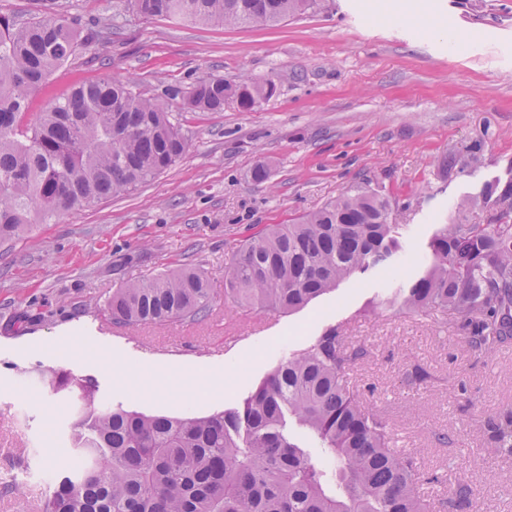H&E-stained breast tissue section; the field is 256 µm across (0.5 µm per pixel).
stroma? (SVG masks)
Returning a JSON list of instances; mask_svg holds the SVG:
<instances>
[{"label": "stroma", "mask_w": 512, "mask_h": 512, "mask_svg": "<svg viewBox=\"0 0 512 512\" xmlns=\"http://www.w3.org/2000/svg\"><path fill=\"white\" fill-rule=\"evenodd\" d=\"M126 0H69L83 22L108 23L103 43L82 45L30 98L27 121L86 82L121 79L153 95L222 77L272 81L250 110L195 112L174 104L189 143L170 169L135 189L34 224L0 243V512H42L52 494L48 428L70 406L36 380L89 373L104 403L150 414L205 415L239 404L289 354L330 324L350 321L366 356L350 371L363 401L430 473L470 485L473 512H512V459L489 453L486 411L512 408V348L473 351L447 316L388 305L422 272L455 206L512 179V0H324L274 27L145 19ZM478 164L446 175L451 156ZM265 166L264 181L253 178ZM366 184L392 204L403 253L343 280L290 313L247 310L224 294L240 241L268 224L311 213ZM185 266L212 285L195 322L198 350L172 360L153 341L165 328L101 335L89 317L124 284ZM233 350L210 353L226 331ZM111 352L151 388L123 384L90 351ZM430 373L406 385L412 365ZM449 437L437 442V434Z\"/></svg>", "instance_id": "1"}]
</instances>
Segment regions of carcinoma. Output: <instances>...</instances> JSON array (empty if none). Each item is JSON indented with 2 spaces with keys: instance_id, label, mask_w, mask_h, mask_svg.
Returning <instances> with one entry per match:
<instances>
[{
  "instance_id": "obj_1",
  "label": "carcinoma",
  "mask_w": 512,
  "mask_h": 512,
  "mask_svg": "<svg viewBox=\"0 0 512 512\" xmlns=\"http://www.w3.org/2000/svg\"><path fill=\"white\" fill-rule=\"evenodd\" d=\"M19 20L0 12V242L30 230L35 211L51 224L71 210L149 182L188 144L169 104L219 112L249 110L274 90L211 77L190 89L145 96L121 81L84 83L24 122L31 93L74 55L78 43L109 38L107 25L83 36L65 7ZM148 18L218 25H273L318 0H130ZM484 203L512 211V178L492 184ZM391 202L356 186L294 224H269L239 245L228 291L247 307L290 312L357 272L401 251ZM430 262L402 306L444 313L470 347L490 354L512 343V223L445 224ZM203 272L181 268L116 289L112 322L127 328L208 316ZM327 327L286 357L234 408L205 416L147 414L100 402L92 375L53 373L54 394L72 398L68 452L56 466L48 512H423L420 490L443 477L395 448L387 422L358 398L348 373L364 350ZM491 452L512 457V410L490 411ZM318 449L320 460L310 449ZM454 512L471 507L465 484Z\"/></svg>"
}]
</instances>
